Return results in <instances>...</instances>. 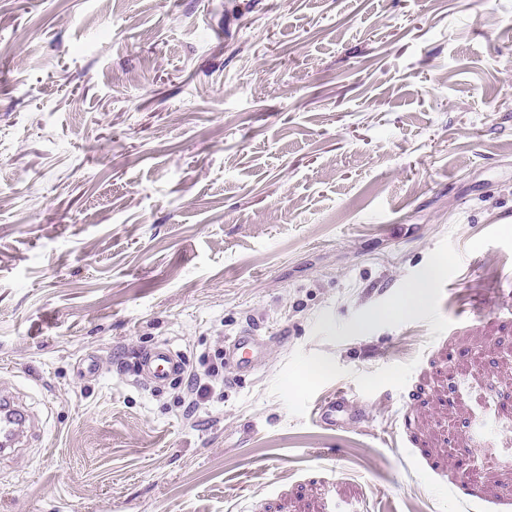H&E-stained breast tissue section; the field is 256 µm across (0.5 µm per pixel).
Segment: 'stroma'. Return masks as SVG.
<instances>
[{
  "label": "stroma",
  "instance_id": "obj_1",
  "mask_svg": "<svg viewBox=\"0 0 512 512\" xmlns=\"http://www.w3.org/2000/svg\"><path fill=\"white\" fill-rule=\"evenodd\" d=\"M508 211L512 0H0V512H512ZM441 268V263L432 266L422 282L413 288L403 299L382 312V316L397 317L423 306L427 300V288H429L431 283L437 278ZM277 339V336H263L257 329H247L228 339L224 357L233 359L238 368L247 373L254 370L259 364L260 357L265 347ZM186 368L183 356L168 343H160L138 355L136 376L141 385L161 389L180 377ZM185 387L186 392L183 399V403L186 404L185 412L192 414L195 409L209 399L212 389L208 384L202 383L193 371L188 373ZM36 417L8 390L0 391V453L8 455L28 443L29 435L37 427ZM314 414L318 425L332 429L345 422L356 421L360 411L346 392H340L319 404Z\"/></svg>",
  "mask_w": 512,
  "mask_h": 512
}]
</instances>
